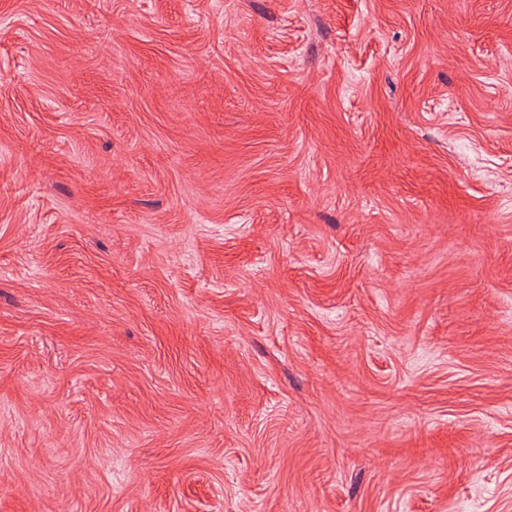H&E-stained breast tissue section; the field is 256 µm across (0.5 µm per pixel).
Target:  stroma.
Listing matches in <instances>:
<instances>
[{
	"mask_svg": "<svg viewBox=\"0 0 512 512\" xmlns=\"http://www.w3.org/2000/svg\"><path fill=\"white\" fill-rule=\"evenodd\" d=\"M0 512H512V0H0Z\"/></svg>",
	"mask_w": 512,
	"mask_h": 512,
	"instance_id": "35a3bbf8",
	"label": "stroma"
}]
</instances>
